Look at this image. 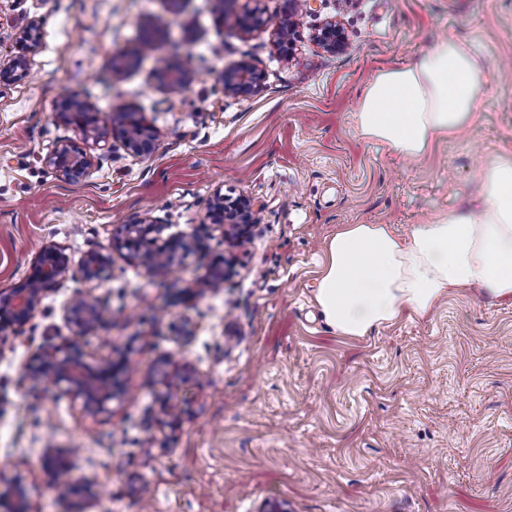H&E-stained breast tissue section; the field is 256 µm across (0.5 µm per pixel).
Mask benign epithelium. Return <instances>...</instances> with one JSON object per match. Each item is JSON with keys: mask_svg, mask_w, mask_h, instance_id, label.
<instances>
[{"mask_svg": "<svg viewBox=\"0 0 512 512\" xmlns=\"http://www.w3.org/2000/svg\"><path fill=\"white\" fill-rule=\"evenodd\" d=\"M238 0H213V13L229 33L250 32L273 27L278 43L287 48L300 25L301 18L311 12V0H286L287 18L273 22L264 13L253 8L240 11ZM38 24L33 22L17 40V53L10 66L0 71V79L20 78L27 75L28 54L37 39ZM316 41L330 52L345 49L343 32L334 20L324 22L317 30ZM261 72L253 65L243 62L224 71L222 83L224 94L247 96L258 90ZM55 122L78 130L85 142L99 146L102 137L97 130V114L84 98L73 94L62 97L53 113ZM112 134L128 153L148 158L156 150L157 135L151 123L131 108H121L112 114ZM107 149L98 156L75 147L69 141L59 142L44 158L46 167L69 183H79L89 174L97 160L110 154ZM212 213L224 218L238 235L239 241L246 239V225L255 223L258 210L251 200L238 197L232 201L223 196L213 204ZM166 225L145 218L124 226L113 238L111 250L89 252L74 263L66 249L56 244H45L37 251L31 272L17 287L0 291V334L14 332L27 324L39 309L47 293L69 278L78 277L86 283L101 281L112 272V251H124L126 255L154 275H161L169 262L180 254L189 252L193 238L187 234H174L161 239ZM209 289L224 287V268L214 263L202 281ZM67 321L75 328V335L63 343L37 352L27 367L30 380H42L51 386L67 384L66 391L80 401L83 411L95 415L112 399L116 377L124 369L125 362L110 356L91 366L85 361V351L80 338L97 329L109 318L99 300L87 293H80L65 307ZM81 496L94 498L93 483L85 481L66 492L57 494L61 500ZM0 512H30L28 491L24 482L15 479L0 482Z\"/></svg>", "mask_w": 512, "mask_h": 512, "instance_id": "7a95c632", "label": "benign epithelium"}]
</instances>
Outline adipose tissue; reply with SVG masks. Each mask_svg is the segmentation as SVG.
<instances>
[{
	"label": "adipose tissue",
	"instance_id": "obj_1",
	"mask_svg": "<svg viewBox=\"0 0 512 512\" xmlns=\"http://www.w3.org/2000/svg\"><path fill=\"white\" fill-rule=\"evenodd\" d=\"M483 92L472 47L442 38L416 63L375 75L360 100L358 129L417 159L473 120ZM480 193V211L415 224L403 235L389 224L343 225L326 244L316 290L326 323L361 337L407 311L427 316L454 292L512 298V157L482 170Z\"/></svg>",
	"mask_w": 512,
	"mask_h": 512
}]
</instances>
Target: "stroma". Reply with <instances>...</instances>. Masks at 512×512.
<instances>
[{
    "label": "stroma",
    "mask_w": 512,
    "mask_h": 512,
    "mask_svg": "<svg viewBox=\"0 0 512 512\" xmlns=\"http://www.w3.org/2000/svg\"><path fill=\"white\" fill-rule=\"evenodd\" d=\"M311 7L287 57L272 29L225 33L211 0H0V68L41 24L28 75L0 83V290L25 279L41 245L77 260L147 217L196 239L161 276L113 254L110 279L66 281L0 337V480L21 478L32 512H512V300L460 291L362 337L334 332L315 303L341 225L403 233L481 205L483 167L512 156V0ZM327 19L342 25L344 51L313 41ZM444 37L468 39L485 63L473 122L414 161L361 138L355 112L376 73ZM161 58L191 61L189 84L172 88ZM241 62L263 83L225 95L221 76ZM71 91L106 136L117 109L144 112L153 156L116 146L85 181L59 178L44 158L81 141L52 118ZM218 193L259 206L249 244L209 219ZM219 256L223 288H196ZM84 289L112 315L83 339L90 360L126 362L95 415L25 373L73 336L64 307ZM51 451L72 480H95L90 504L57 498Z\"/></svg>",
    "instance_id": "35a3bbf8"
}]
</instances>
